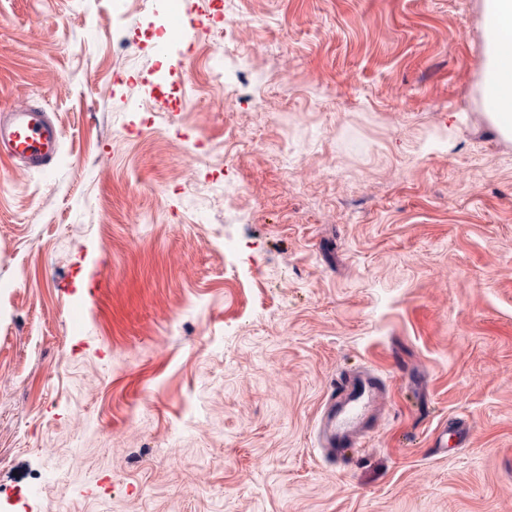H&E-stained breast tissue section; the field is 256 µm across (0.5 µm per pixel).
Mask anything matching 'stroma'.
Listing matches in <instances>:
<instances>
[{
  "mask_svg": "<svg viewBox=\"0 0 512 512\" xmlns=\"http://www.w3.org/2000/svg\"><path fill=\"white\" fill-rule=\"evenodd\" d=\"M223 2L216 42L211 0H0V104L61 133L0 159V512H512L483 0ZM215 59L262 110L203 98ZM358 370L381 417L336 458ZM0 157L41 172L57 161L60 132L45 107L34 102L23 108L0 109ZM382 387H385V381L379 375H363L354 379L344 375L336 380L322 420L321 433L325 448L361 444V439L370 431V423L364 420L369 416L376 417L377 412L370 398ZM336 400H340L345 406L342 416L337 419Z\"/></svg>",
  "mask_w": 512,
  "mask_h": 512,
  "instance_id": "1",
  "label": "stroma"
}]
</instances>
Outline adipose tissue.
I'll list each match as a JSON object with an SVG mask.
<instances>
[{
  "label": "adipose tissue",
  "instance_id": "ef3b65f1",
  "mask_svg": "<svg viewBox=\"0 0 512 512\" xmlns=\"http://www.w3.org/2000/svg\"><path fill=\"white\" fill-rule=\"evenodd\" d=\"M483 16L481 100L493 126L512 140V0H484Z\"/></svg>",
  "mask_w": 512,
  "mask_h": 512
}]
</instances>
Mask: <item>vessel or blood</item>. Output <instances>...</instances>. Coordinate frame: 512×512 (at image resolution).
Segmentation results:
<instances>
[{
	"label": "vessel or blood",
	"mask_w": 512,
	"mask_h": 512,
	"mask_svg": "<svg viewBox=\"0 0 512 512\" xmlns=\"http://www.w3.org/2000/svg\"><path fill=\"white\" fill-rule=\"evenodd\" d=\"M59 147L60 133L41 103L0 109V157L44 172L56 163ZM384 385L378 375H344L337 379L322 420L326 447L360 444L370 431L369 417L377 412L372 396Z\"/></svg>",
	"instance_id": "vessel-or-blood-1"
}]
</instances>
